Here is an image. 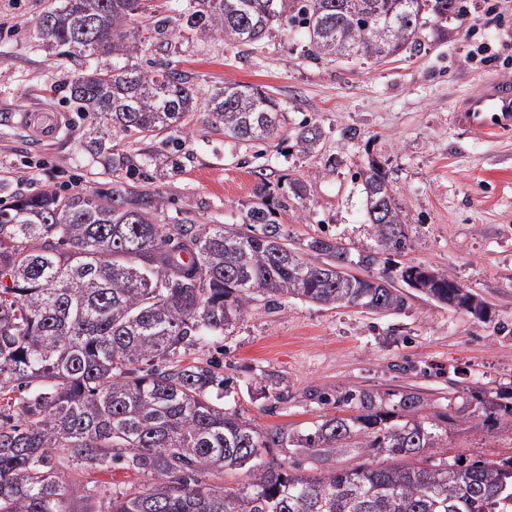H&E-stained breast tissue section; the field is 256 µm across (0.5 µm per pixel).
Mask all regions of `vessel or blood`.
<instances>
[{
  "label": "vessel or blood",
  "instance_id": "obj_1",
  "mask_svg": "<svg viewBox=\"0 0 512 512\" xmlns=\"http://www.w3.org/2000/svg\"><path fill=\"white\" fill-rule=\"evenodd\" d=\"M459 125L471 133L487 135L512 129V81L484 80L479 87L460 97L455 105ZM22 121L42 140H54L60 129L57 116L41 111L26 112Z\"/></svg>",
  "mask_w": 512,
  "mask_h": 512
}]
</instances>
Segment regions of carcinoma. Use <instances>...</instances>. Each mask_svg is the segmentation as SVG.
Instances as JSON below:
<instances>
[{"label":"carcinoma","mask_w":512,"mask_h":512,"mask_svg":"<svg viewBox=\"0 0 512 512\" xmlns=\"http://www.w3.org/2000/svg\"><path fill=\"white\" fill-rule=\"evenodd\" d=\"M460 13L458 0H184L175 16L144 12L141 0H52L38 39L68 59L107 55L112 66H82L70 100L93 117L82 146L116 179L93 192L47 189L0 202V512H512V459L461 463L448 455L450 417L420 416L414 392L388 407L369 390L336 404L357 414L323 416L304 432L261 429L224 406L235 390L217 362H183L187 350L224 334L258 299L297 298L388 314L406 306L379 254L411 247L405 216L384 169L360 173L376 249L352 251L332 237L294 239L277 220L288 196L265 178L253 189L243 227L166 223L162 197L139 184L143 168L167 156L116 149L112 139L179 132L191 113L224 135L264 142L286 123L262 90L234 83L207 92L169 66L133 64L140 31L160 47L169 36L215 35L258 45L274 27L298 28L316 61L413 54L408 31ZM303 125L297 142L318 145ZM399 278L454 310L491 321L487 303L446 273L397 267ZM18 397H12V394ZM488 426L512 425V403L470 395ZM325 463L344 448L385 454L389 463L327 466L306 473L275 453ZM446 458L431 462L430 450ZM121 468L144 477L139 490L115 485L107 505L71 507L72 468ZM244 473L247 484L215 486L207 476Z\"/></svg>","instance_id":"carcinoma-1"}]
</instances>
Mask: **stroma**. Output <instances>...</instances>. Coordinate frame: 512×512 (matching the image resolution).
I'll return each instance as SVG.
<instances>
[{
    "mask_svg": "<svg viewBox=\"0 0 512 512\" xmlns=\"http://www.w3.org/2000/svg\"><path fill=\"white\" fill-rule=\"evenodd\" d=\"M50 0H0V199L48 188L92 191L112 174L82 146L90 123L66 83L76 62L60 63L40 45L35 22ZM498 4L500 17L488 12ZM419 53L385 63L364 58L332 63L306 57L301 31L272 29L258 50L223 37L173 38L169 51L146 38L138 63L160 61L189 74L202 89L232 82L258 87L286 111L283 139L254 143L224 135L194 113L176 169L147 167L142 183L157 191L172 219L242 223L258 177L272 194L304 182L278 220L294 236L323 232L359 250L374 245L360 171L384 168L412 237L405 264L450 275L490 306L480 322L407 289L406 307L387 316L358 307H329L283 298L250 303L223 336L187 352V360L220 362L237 382L226 407L261 428L307 430L337 413V394L378 393L383 402L413 391L427 416H451L448 446L469 460L512 457V427L487 429L469 404L470 389L512 388V132L477 139L452 120L456 97L489 76L512 77L501 58L465 63L486 43L512 45V0H467L444 34L427 30ZM43 109L62 116L56 140L35 138L17 119ZM305 124L319 126L314 150L296 145ZM73 497L107 496L113 484L134 491L129 470L81 469Z\"/></svg>",
    "mask_w": 512,
    "mask_h": 512,
    "instance_id": "stroma-1",
    "label": "stroma"
}]
</instances>
